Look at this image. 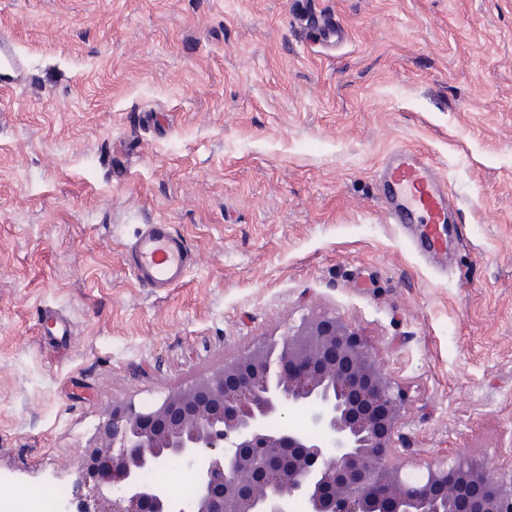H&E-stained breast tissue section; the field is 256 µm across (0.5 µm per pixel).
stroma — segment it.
I'll list each match as a JSON object with an SVG mask.
<instances>
[{"label": "stroma", "mask_w": 512, "mask_h": 512, "mask_svg": "<svg viewBox=\"0 0 512 512\" xmlns=\"http://www.w3.org/2000/svg\"><path fill=\"white\" fill-rule=\"evenodd\" d=\"M3 39L0 494L74 488L113 403L311 313L360 329L402 389L406 470L512 467V0H0ZM398 148L457 201L443 264L379 198ZM147 224L193 252L162 294L128 272Z\"/></svg>", "instance_id": "obj_1"}]
</instances>
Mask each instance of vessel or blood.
I'll return each instance as SVG.
<instances>
[{"instance_id": "vessel-or-blood-1", "label": "vessel or blood", "mask_w": 512, "mask_h": 512, "mask_svg": "<svg viewBox=\"0 0 512 512\" xmlns=\"http://www.w3.org/2000/svg\"><path fill=\"white\" fill-rule=\"evenodd\" d=\"M377 182L390 223L425 225L428 252L447 254L446 228L455 220L457 205L429 157L409 148L393 151L379 168ZM126 253L133 278L144 288L177 287L192 268L187 241L168 224L146 225Z\"/></svg>"}]
</instances>
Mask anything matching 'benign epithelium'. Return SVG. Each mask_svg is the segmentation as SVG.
Segmentation results:
<instances>
[{"mask_svg": "<svg viewBox=\"0 0 512 512\" xmlns=\"http://www.w3.org/2000/svg\"><path fill=\"white\" fill-rule=\"evenodd\" d=\"M292 408L309 430L280 422ZM358 329L311 314L209 377L136 406L114 402L64 512H512V469L456 457L412 480L396 461L404 413ZM194 496L145 475L173 459Z\"/></svg>", "mask_w": 512, "mask_h": 512, "instance_id": "benign-epithelium-1", "label": "benign epithelium"}]
</instances>
